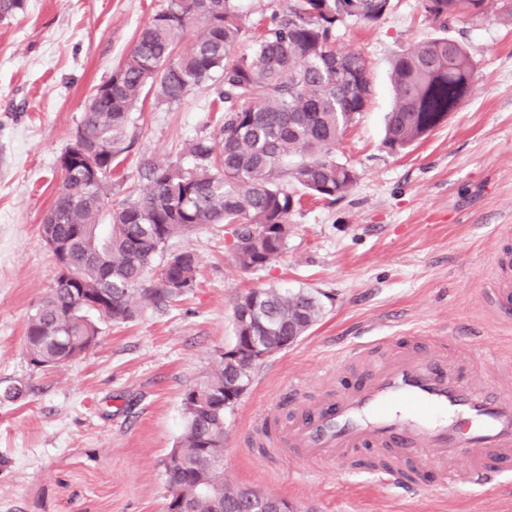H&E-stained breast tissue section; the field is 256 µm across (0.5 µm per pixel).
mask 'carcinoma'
<instances>
[{"label":"carcinoma","mask_w":512,"mask_h":512,"mask_svg":"<svg viewBox=\"0 0 512 512\" xmlns=\"http://www.w3.org/2000/svg\"><path fill=\"white\" fill-rule=\"evenodd\" d=\"M26 0H0V20L25 10ZM392 0H289L286 12L248 35L239 0H169L138 32L125 60L91 94L75 140L58 161L61 181L44 217L42 239L59 265L55 286L28 319L24 352L37 369H61L96 344L90 319L130 322L141 306L173 300L197 285L191 251L163 256L167 242L198 224L234 226L233 259L245 270L275 263L291 233L296 185L334 202L357 175L335 151L363 112L373 86L358 51L336 47V28L376 23ZM426 17L473 20L490 12L512 18V0H422ZM197 27L192 47L179 36ZM475 63L460 42L424 39L391 63L394 106L385 143L397 153L445 122L468 94ZM219 78L224 122L214 139L186 142L191 165L150 168L147 192L111 203L113 160L125 151L133 109L149 86L157 102L181 103L190 91ZM90 154L97 174L85 170ZM108 223H102V219ZM162 262H157V259ZM155 272L154 286H145ZM322 306L305 289L258 288L237 297L235 337L269 345L303 336ZM252 368L224 363L184 394V432L164 467L165 512H247L239 488L224 483V408L234 382L249 384Z\"/></svg>","instance_id":"1"}]
</instances>
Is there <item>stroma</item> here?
Wrapping results in <instances>:
<instances>
[{"mask_svg": "<svg viewBox=\"0 0 512 512\" xmlns=\"http://www.w3.org/2000/svg\"><path fill=\"white\" fill-rule=\"evenodd\" d=\"M167 0H26L0 20V512H163L162 461L185 426L182 398L235 342L233 305L254 288H303L322 304L296 343L257 364L224 419V481L274 495L295 512H502L505 488L457 484L437 491L377 485V458L358 469L278 455L264 436L295 408L357 386L379 340L393 336L434 355L454 346L472 376L512 393V325L492 305V256L512 247V19L483 17L439 28L421 0H394L368 27L338 28L336 45L364 54L374 93L336 151L358 175L336 202L303 196L282 257L258 271L236 267L233 228L202 224L166 253L195 252L188 296L144 307L128 323L99 321L97 344L54 372L22 351L27 320L54 286L41 237L59 180L57 159L74 141L92 88L129 53ZM447 35L475 64L473 85L447 121L401 153L383 144L392 108V59ZM130 148L112 170L114 200L145 191L150 166L185 158L190 139L223 122L215 87L180 105L144 91Z\"/></svg>", "mask_w": 512, "mask_h": 512, "instance_id": "1", "label": "stroma"}]
</instances>
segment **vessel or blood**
I'll return each instance as SVG.
<instances>
[{
  "label": "vessel or blood",
  "mask_w": 512,
  "mask_h": 512,
  "mask_svg": "<svg viewBox=\"0 0 512 512\" xmlns=\"http://www.w3.org/2000/svg\"><path fill=\"white\" fill-rule=\"evenodd\" d=\"M495 301L512 316V254L494 257ZM280 450L307 461L354 464L366 448L384 458L372 468L382 485L417 482L422 450L468 465L472 483L495 484L512 471V395L476 386L456 349L435 357L389 347L364 384L295 411L277 435Z\"/></svg>",
  "instance_id": "vessel-or-blood-1"
}]
</instances>
